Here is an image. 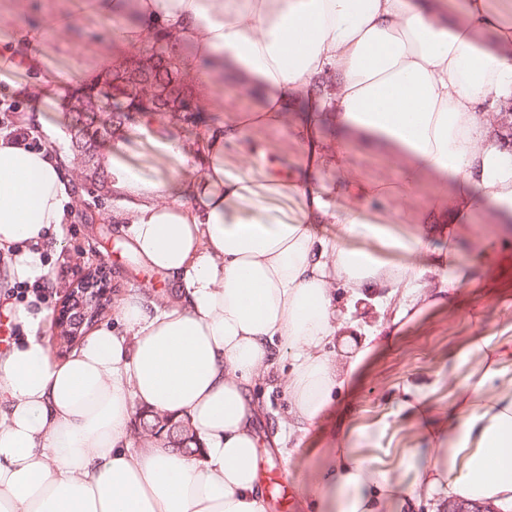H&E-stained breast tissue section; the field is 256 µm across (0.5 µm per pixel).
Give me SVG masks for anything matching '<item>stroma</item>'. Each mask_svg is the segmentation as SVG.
Returning a JSON list of instances; mask_svg holds the SVG:
<instances>
[{
  "instance_id": "1",
  "label": "stroma",
  "mask_w": 512,
  "mask_h": 512,
  "mask_svg": "<svg viewBox=\"0 0 512 512\" xmlns=\"http://www.w3.org/2000/svg\"><path fill=\"white\" fill-rule=\"evenodd\" d=\"M0 14L5 17L0 44L9 47L11 59L10 66L0 68V96H14L20 87L29 89V98L19 99L18 105L20 115L37 114L26 127L30 142L45 144L53 130L60 142H67V119L52 80L57 77L69 84L118 58L109 39V20L91 10L90 0H0ZM49 22L55 28L48 39L30 38L31 30ZM31 56L37 58L38 70H31ZM121 141L128 165L144 182L172 179L170 159L142 131L140 121L125 126ZM120 207L115 200L100 207L92 198L79 196L75 211L60 227L62 250L45 254L55 281L45 286L40 306L47 313L44 336L52 358L63 356L54 326L57 310L72 283L92 265L107 266L114 300L139 294L159 303L168 293L161 277L142 268L126 251L118 222L105 219V210ZM456 259L472 265L473 279L451 296L429 300L418 313L397 316L394 302L379 311L377 290L356 303L349 349H356L368 334L376 336L366 379L333 397L322 418L299 434V445L290 457L274 448L259 450L260 465L277 467L274 484L296 494L282 512H310L303 490L334 448L354 447L358 455L393 470L404 486L413 485L433 451L424 422H410V413L422 408L434 421L447 422L455 382L477 380L486 367L487 348L512 344V245H497L478 264L465 250L458 251ZM290 365L289 355L280 354L255 391L259 436L275 435L288 425L290 405L283 381Z\"/></svg>"
}]
</instances>
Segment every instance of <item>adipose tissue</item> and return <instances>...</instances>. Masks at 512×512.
Returning a JSON list of instances; mask_svg holds the SVG:
<instances>
[{
	"mask_svg": "<svg viewBox=\"0 0 512 512\" xmlns=\"http://www.w3.org/2000/svg\"><path fill=\"white\" fill-rule=\"evenodd\" d=\"M111 20L124 63L162 29L176 38L195 95L218 113L214 92L258 99L217 118L199 148L168 135L158 144L174 168L197 178L168 191L145 185L120 159L112 189L129 197L118 213L131 251L169 279L168 302L137 294L116 308L122 333L100 328L66 360L53 361L41 333L46 313L0 309L27 334L0 350V512H264L257 484L251 389L279 352L292 364L285 388L294 419L279 443L325 411L367 349L331 361L347 337L338 287L359 298L399 291L400 310L423 304L428 282L410 264L352 247L374 241L423 253L436 236L476 219L493 227L467 245L474 261L489 239L512 238V151L492 145L499 109L512 103V0H92ZM331 88L315 95L320 79ZM330 137H323L322 127ZM275 130L301 156L287 166L251 141ZM265 174L260 187L224 167L228 149ZM390 161L391 179L367 180L351 155ZM54 142L29 147L0 138V249L12 281L52 275L42 250L60 248L75 205ZM453 188L415 209L427 179ZM348 205L337 211L331 192ZM298 198L294 215L268 214L274 196ZM387 201L385 211L364 207ZM414 216L417 230L395 227ZM327 224L339 227L329 237ZM489 357L484 379L459 387L448 413V446L413 487L340 448L308 491L311 512H380L416 492L466 503L512 505V372ZM188 420L200 450L133 440L135 415ZM447 446V447H448Z\"/></svg>",
	"mask_w": 512,
	"mask_h": 512,
	"instance_id": "ef3b65f1",
	"label": "adipose tissue"
}]
</instances>
